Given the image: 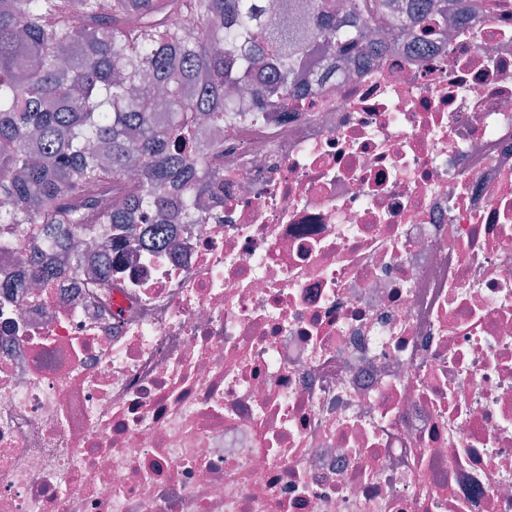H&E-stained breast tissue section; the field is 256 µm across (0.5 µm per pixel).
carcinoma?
I'll list each match as a JSON object with an SVG mask.
<instances>
[{"instance_id":"cac0c4a2","label":"carcinoma","mask_w":512,"mask_h":512,"mask_svg":"<svg viewBox=\"0 0 512 512\" xmlns=\"http://www.w3.org/2000/svg\"><path fill=\"white\" fill-rule=\"evenodd\" d=\"M460 2L0 0V224L89 241L119 224L139 244L155 234L131 223L137 205L198 224L201 198L224 182L217 167L190 176L199 114L223 129L224 113L245 111L241 87L284 111L326 62L440 32ZM134 159L129 204L109 206Z\"/></svg>"}]
</instances>
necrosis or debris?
<instances>
[{
	"label": "necrosis or debris",
	"instance_id": "4bbe7bcc",
	"mask_svg": "<svg viewBox=\"0 0 512 512\" xmlns=\"http://www.w3.org/2000/svg\"><path fill=\"white\" fill-rule=\"evenodd\" d=\"M224 117L173 246L0 253V512H512V0Z\"/></svg>",
	"mask_w": 512,
	"mask_h": 512
}]
</instances>
